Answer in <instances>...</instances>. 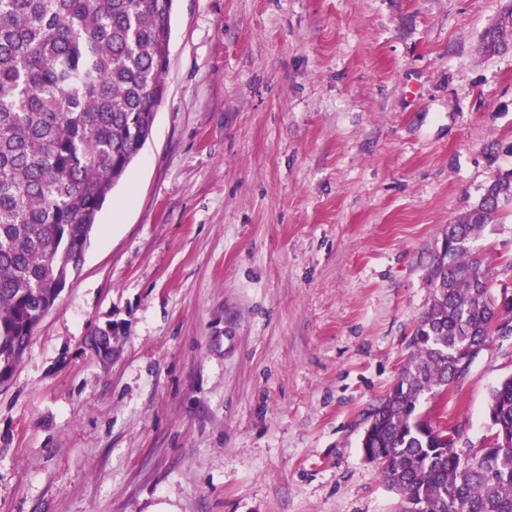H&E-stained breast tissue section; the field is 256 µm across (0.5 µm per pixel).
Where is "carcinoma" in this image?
<instances>
[{
  "label": "carcinoma",
  "mask_w": 512,
  "mask_h": 512,
  "mask_svg": "<svg viewBox=\"0 0 512 512\" xmlns=\"http://www.w3.org/2000/svg\"><path fill=\"white\" fill-rule=\"evenodd\" d=\"M173 0H0V385L83 263L97 217L151 135ZM512 46V5L483 36ZM512 202L496 176L427 268V308L391 391L366 417L361 448L402 512H512V375L488 393V443L421 411L463 377L512 316L472 242Z\"/></svg>",
  "instance_id": "carcinoma-1"
}]
</instances>
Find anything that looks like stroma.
I'll return each mask as SVG.
<instances>
[{"mask_svg": "<svg viewBox=\"0 0 512 512\" xmlns=\"http://www.w3.org/2000/svg\"><path fill=\"white\" fill-rule=\"evenodd\" d=\"M511 6L174 0L152 134L0 387V512H401L365 418L512 170ZM473 247L512 297L511 203ZM511 374L506 333L423 409L480 443ZM504 21L503 24H501ZM512 6L500 16L498 21L483 36L485 52L499 53L510 47L512 42ZM510 38V39H509Z\"/></svg>", "mask_w": 512, "mask_h": 512, "instance_id": "stroma-1", "label": "stroma"}]
</instances>
